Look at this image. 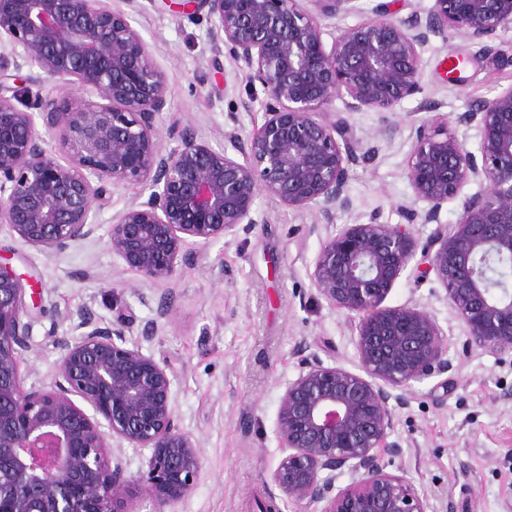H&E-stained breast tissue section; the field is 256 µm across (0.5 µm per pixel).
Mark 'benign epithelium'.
Here are the masks:
<instances>
[{
    "mask_svg": "<svg viewBox=\"0 0 512 512\" xmlns=\"http://www.w3.org/2000/svg\"><path fill=\"white\" fill-rule=\"evenodd\" d=\"M181 0L182 13L205 15L215 57L247 70L262 88L264 120L243 137L224 132L217 151L189 129L171 128L166 151L157 120L168 86L151 45L110 0H0V224L49 255L89 238L112 188L140 184L147 195L112 218L109 248L141 280L172 283L196 249L255 224L267 195L297 211L315 208L327 223L348 210L350 170L376 151L344 111L391 112L420 90L422 50L450 29L484 49L512 29V0H430L399 20L363 19L323 40L322 20L365 14L359 0ZM36 66L79 92L59 103L7 86L8 70ZM56 133L45 147L36 119ZM475 126L479 153L452 133L416 128L407 178L423 211L405 224H344L329 234L311 273L317 293L337 309L362 314L357 370L301 360L280 396L276 431L283 457L269 474L298 506L321 512H429L403 475L385 471L383 452L394 406L412 384L452 369L448 338L417 305L381 307L404 273H433L464 324L463 351L512 349V286L496 274L512 259V86L455 116ZM242 155L238 160L229 151ZM66 155L60 162L58 153ZM486 191L465 193L471 184ZM462 198L454 224L443 206ZM437 224L420 241L417 220ZM72 336L48 388L26 387L32 320L23 279L0 265V512H152L173 507L197 484L198 442L175 421L173 371L128 345L132 323L97 326L89 310L69 313ZM80 398L91 408L77 405ZM149 448L139 476H126L113 443ZM352 480L336 481L344 472Z\"/></svg>",
    "mask_w": 512,
    "mask_h": 512,
    "instance_id": "7a95c632",
    "label": "benign epithelium"
}]
</instances>
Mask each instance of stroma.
I'll list each match as a JSON object with an SVG mask.
<instances>
[{
    "mask_svg": "<svg viewBox=\"0 0 512 512\" xmlns=\"http://www.w3.org/2000/svg\"><path fill=\"white\" fill-rule=\"evenodd\" d=\"M131 16L169 88L158 123L163 147H173L167 132L175 123L217 150L225 131L246 135L262 124L264 94L248 95L245 70L211 65L207 23L191 22L169 0H139ZM457 54L470 61L461 65L460 81L451 82L448 58ZM419 81L420 93L394 111L349 114L379 155L353 168L352 206L337 212L336 223H404V208L418 206L406 170L414 126L449 131L478 151L477 129L451 117L512 86V66L451 31L424 47ZM433 101L438 110H428ZM385 127L394 130L387 140L378 135ZM140 192L133 184L113 189L96 233L62 254L46 255L0 227V264L32 278L41 294L29 383L51 384L65 312L90 308L103 327L128 318L135 327L130 343L172 367L175 420L198 440L203 458L196 487L174 512H254L257 496L272 499L280 512H303L267 480L282 457L275 429L280 396L298 374V348L327 365L356 367V314L331 307L311 281L329 226L315 210L297 212L263 195L255 224L202 249L174 283H148L108 248L113 216ZM385 304L429 311L448 336L454 365L447 375L414 384L408 405L396 409L390 438L400 452L383 454L388 472L406 476L435 512H512V350L463 353V323L436 277L401 278ZM148 323L155 334L146 339L138 331Z\"/></svg>",
    "mask_w": 512,
    "mask_h": 512,
    "instance_id": "35a3bbf8",
    "label": "stroma"
}]
</instances>
